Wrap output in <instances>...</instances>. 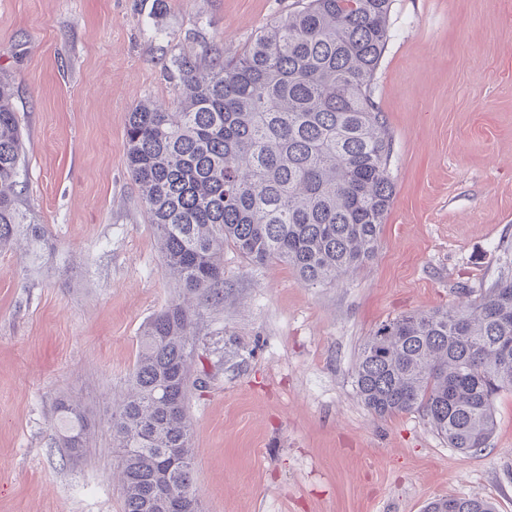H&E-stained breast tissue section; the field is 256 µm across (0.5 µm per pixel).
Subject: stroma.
<instances>
[{
    "mask_svg": "<svg viewBox=\"0 0 512 512\" xmlns=\"http://www.w3.org/2000/svg\"><path fill=\"white\" fill-rule=\"evenodd\" d=\"M305 0H0V81L23 134L18 206L52 245L0 251V512H124L112 406L139 338L178 290L127 167L125 127L179 93L172 64L240 53ZM373 98L396 194L370 260L340 281L224 250L220 310L200 308L189 395L202 512H423L442 496L512 512V391L481 452L419 412L357 398L364 339L512 276V0H393ZM93 425L71 462L60 398Z\"/></svg>",
    "mask_w": 512,
    "mask_h": 512,
    "instance_id": "stroma-1",
    "label": "stroma"
}]
</instances>
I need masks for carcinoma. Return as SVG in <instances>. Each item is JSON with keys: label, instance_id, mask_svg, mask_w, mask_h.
<instances>
[{"label": "carcinoma", "instance_id": "cac0c4a2", "mask_svg": "<svg viewBox=\"0 0 512 512\" xmlns=\"http://www.w3.org/2000/svg\"><path fill=\"white\" fill-rule=\"evenodd\" d=\"M391 2L306 0L205 76L197 57H176L177 99L130 112L128 169L180 297L145 327L112 411L124 512H201L186 404L198 340L188 299L224 303V247L254 264L289 266L309 286L374 255L395 193L392 143L371 97ZM12 96L1 82L0 250L24 241L34 261L45 229L17 206L23 147ZM353 379L376 417L421 410L448 447L481 451L495 428V397L512 390V278L464 304L381 325L363 343ZM57 412L58 443L77 461L91 423L72 398ZM425 512L495 509L456 496Z\"/></svg>", "mask_w": 512, "mask_h": 512}]
</instances>
